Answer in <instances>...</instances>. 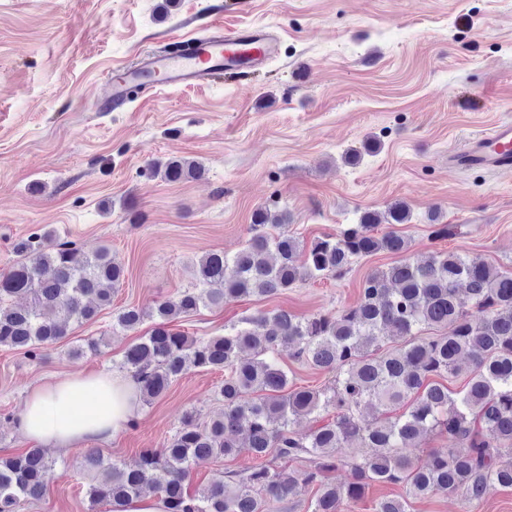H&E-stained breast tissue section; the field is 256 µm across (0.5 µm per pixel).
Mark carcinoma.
Wrapping results in <instances>:
<instances>
[{
	"mask_svg": "<svg viewBox=\"0 0 512 512\" xmlns=\"http://www.w3.org/2000/svg\"><path fill=\"white\" fill-rule=\"evenodd\" d=\"M151 171L169 182L205 174L201 163L173 158L153 163ZM410 220L407 204L395 201L304 246L286 231V211L259 207L238 253L207 252L192 286L158 301L149 313L134 307L113 313L114 331L154 320L150 334L132 343L122 360L145 402L163 396L191 368L222 370L224 410L205 422L196 411L185 412L173 437L146 451L133 468L90 452L85 467L101 474L87 487L90 503L148 493L165 503L166 512H276L275 504L302 483L318 487L311 512H336L340 500L357 502L379 482L402 484L407 496L383 498L374 512H409L410 497L462 489L480 503L498 487L512 488V461H503L512 452V272L456 252L406 257L409 241L396 226ZM14 252L18 259L0 272V347L34 358H43L71 325L111 306L125 277L109 248L87 254L46 233L18 240ZM380 252L403 259L370 272L360 301L339 313L258 311L208 339L171 328L202 308L340 278ZM462 289L475 312L461 308ZM428 330L435 335H422ZM288 349L333 373V386L288 389ZM464 358L472 370L465 389L455 392L444 380L460 373ZM367 407L380 410L381 418L363 419ZM331 410L334 419L320 422ZM306 416L315 424L299 435L291 424ZM429 433L446 434L457 447L431 454L418 467L412 454ZM355 444L371 452L357 460L348 454ZM243 452L307 466L227 471L206 488L190 490L196 461ZM340 466L348 480L329 484L327 474ZM54 467L40 448L0 458V512H20L46 496Z\"/></svg>",
	"mask_w": 512,
	"mask_h": 512,
	"instance_id": "obj_1",
	"label": "carcinoma"
}]
</instances>
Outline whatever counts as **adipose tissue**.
<instances>
[{
	"instance_id": "adipose-tissue-1",
	"label": "adipose tissue",
	"mask_w": 512,
	"mask_h": 512,
	"mask_svg": "<svg viewBox=\"0 0 512 512\" xmlns=\"http://www.w3.org/2000/svg\"><path fill=\"white\" fill-rule=\"evenodd\" d=\"M137 386L117 373H75L33 387L15 419L28 440L68 449L115 436L137 410Z\"/></svg>"
}]
</instances>
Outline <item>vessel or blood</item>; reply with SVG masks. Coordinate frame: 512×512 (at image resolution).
Here are the masks:
<instances>
[{"label":"vessel or blood","mask_w":512,"mask_h":512,"mask_svg":"<svg viewBox=\"0 0 512 512\" xmlns=\"http://www.w3.org/2000/svg\"><path fill=\"white\" fill-rule=\"evenodd\" d=\"M174 50L147 53L137 63L114 69L106 81L114 102H122L145 86L188 87L220 75L258 71L275 58L280 38L264 27L216 29L207 37L174 38ZM456 170L500 174L512 171V122L500 121L448 156Z\"/></svg>","instance_id":"1"}]
</instances>
